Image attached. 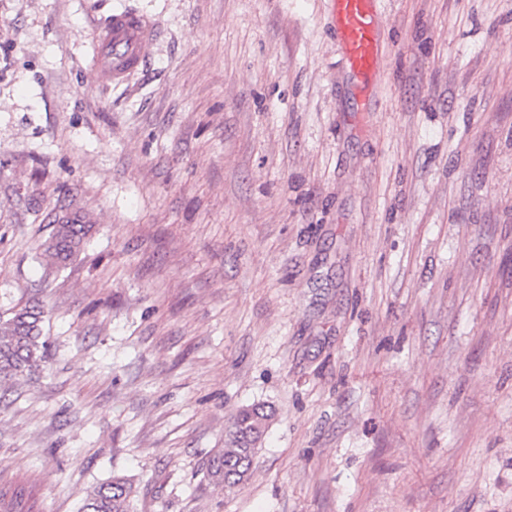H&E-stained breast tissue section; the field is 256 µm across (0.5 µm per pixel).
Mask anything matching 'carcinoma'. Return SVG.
<instances>
[{"mask_svg":"<svg viewBox=\"0 0 512 512\" xmlns=\"http://www.w3.org/2000/svg\"><path fill=\"white\" fill-rule=\"evenodd\" d=\"M93 232L76 213L55 220L51 235L42 244V256L49 266L74 261ZM44 309L29 302L7 314H0V383L15 380L34 371L45 359L41 341ZM271 414L260 406L240 409L224 438V449L212 460L207 476L232 489L247 479ZM134 493L125 477L96 486L83 500L79 512H128ZM0 512H34L22 488L0 487Z\"/></svg>","mask_w":512,"mask_h":512,"instance_id":"cac0c4a2","label":"carcinoma"}]
</instances>
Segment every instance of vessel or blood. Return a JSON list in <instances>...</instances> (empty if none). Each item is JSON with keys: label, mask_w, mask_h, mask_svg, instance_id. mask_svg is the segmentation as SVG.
<instances>
[{"label": "vessel or blood", "mask_w": 512, "mask_h": 512, "mask_svg": "<svg viewBox=\"0 0 512 512\" xmlns=\"http://www.w3.org/2000/svg\"><path fill=\"white\" fill-rule=\"evenodd\" d=\"M378 0H331L336 33L348 71L369 87L379 59ZM156 39L151 19L116 9L92 34V63L112 81L120 82L146 68L147 49Z\"/></svg>", "instance_id": "vessel-or-blood-1"}]
</instances>
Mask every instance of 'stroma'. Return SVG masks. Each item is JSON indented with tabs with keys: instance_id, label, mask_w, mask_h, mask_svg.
I'll return each instance as SVG.
<instances>
[{
	"instance_id": "obj_1",
	"label": "stroma",
	"mask_w": 512,
	"mask_h": 512,
	"mask_svg": "<svg viewBox=\"0 0 512 512\" xmlns=\"http://www.w3.org/2000/svg\"><path fill=\"white\" fill-rule=\"evenodd\" d=\"M159 28L116 84L94 22ZM0 0V312L46 358L0 385V487L78 512H512V0ZM95 232L48 268L55 214ZM250 479L209 480L238 409ZM378 0H331L336 34L348 71L365 93L377 71L379 59ZM134 493L132 483L124 476H112V480L96 486L83 500L79 512H128Z\"/></svg>"
}]
</instances>
